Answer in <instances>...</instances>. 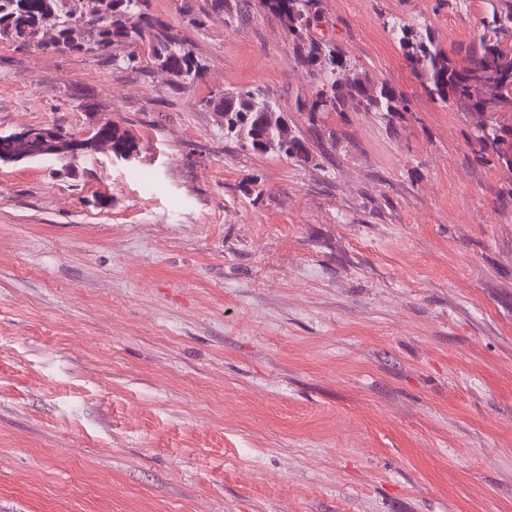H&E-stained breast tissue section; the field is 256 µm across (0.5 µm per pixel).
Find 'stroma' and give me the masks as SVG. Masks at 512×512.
<instances>
[{"instance_id":"obj_1","label":"stroma","mask_w":512,"mask_h":512,"mask_svg":"<svg viewBox=\"0 0 512 512\" xmlns=\"http://www.w3.org/2000/svg\"><path fill=\"white\" fill-rule=\"evenodd\" d=\"M206 71L0 42V133L111 125L66 163L0 161V512H512V170L433 99L383 22L446 50L487 0H320L406 102L332 113L305 166L242 154L202 99L315 82L279 19L229 0ZM95 137L110 141L112 143V154L115 157L119 155L138 156L140 154L138 142L128 130L101 127L92 136V138Z\"/></svg>"}]
</instances>
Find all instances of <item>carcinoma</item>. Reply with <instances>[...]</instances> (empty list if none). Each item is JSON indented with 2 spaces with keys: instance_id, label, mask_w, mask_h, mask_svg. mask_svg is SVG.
<instances>
[{
  "instance_id": "carcinoma-1",
  "label": "carcinoma",
  "mask_w": 512,
  "mask_h": 512,
  "mask_svg": "<svg viewBox=\"0 0 512 512\" xmlns=\"http://www.w3.org/2000/svg\"><path fill=\"white\" fill-rule=\"evenodd\" d=\"M279 18L296 59L317 82L315 97L297 102V111L311 114L375 112L386 124L406 111L400 94L385 80L374 81L359 71L335 43L317 36L322 23L318 0H258ZM186 23L205 25L206 14L192 0H182ZM51 17L56 34L47 38L43 20ZM405 61L425 90L436 99L486 116L474 126L473 151L512 168V4L492 8L483 18V32L460 57L435 43L430 33L401 19L384 22ZM0 41L46 52L89 54L114 64L135 66L148 58L168 71L174 83L189 89L203 77L204 64L192 42L171 24L149 11L148 0H0ZM200 105L224 113V139L244 154H272L303 166L310 162L307 136L296 131L269 95L241 87L209 97ZM68 149L52 154L58 160L89 152V141L54 126ZM98 138L112 143V154L139 155L136 138L127 130L101 127ZM40 160L47 155L34 143L19 146L0 140V160Z\"/></svg>"
}]
</instances>
